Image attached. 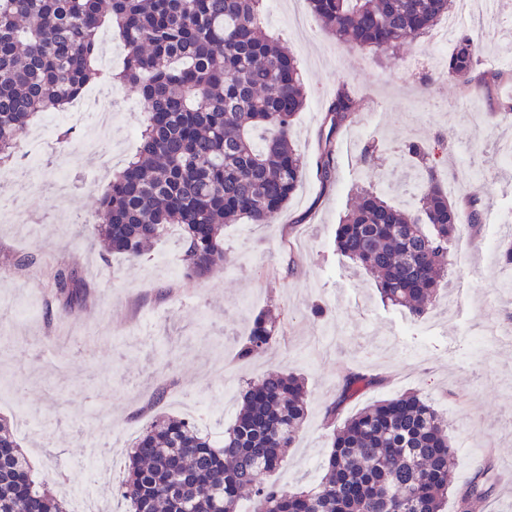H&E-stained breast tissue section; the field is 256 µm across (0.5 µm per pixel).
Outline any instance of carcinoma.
Returning a JSON list of instances; mask_svg holds the SVG:
<instances>
[{
	"mask_svg": "<svg viewBox=\"0 0 512 512\" xmlns=\"http://www.w3.org/2000/svg\"><path fill=\"white\" fill-rule=\"evenodd\" d=\"M337 42L386 52L426 35L455 0H307ZM264 0H0V162L45 112H65L102 76L97 32L116 29L128 48L119 83L136 89L147 114L136 153L99 198L92 236L136 260L172 226L181 231L183 276L191 281L226 263L224 225L263 224L287 203L303 172L292 142L306 94L296 58L265 28ZM481 49L458 32L447 76L475 82ZM358 100L340 86L328 106L329 135L316 161L324 184L335 177L331 134L353 121ZM409 161L419 205L396 208L360 189L336 230L335 247L372 273L382 299L413 316L429 303L452 265L459 210L437 177L444 161L407 143L392 163ZM49 288L64 304L82 301L75 270L58 268ZM284 321L263 311L238 357L273 348ZM378 383L349 371L324 418ZM307 416L304 381L269 371L249 383L234 422L216 443L195 422L156 417L130 449L117 492L131 512H444L455 449L442 414L415 393L367 405L334 432L315 486L288 491L260 480L287 462ZM12 428L0 419V512H70L39 490ZM491 476L478 470L456 512H483Z\"/></svg>",
	"mask_w": 512,
	"mask_h": 512,
	"instance_id": "1",
	"label": "carcinoma"
}]
</instances>
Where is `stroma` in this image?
Instances as JSON below:
<instances>
[{
    "label": "stroma",
    "instance_id": "1",
    "mask_svg": "<svg viewBox=\"0 0 512 512\" xmlns=\"http://www.w3.org/2000/svg\"><path fill=\"white\" fill-rule=\"evenodd\" d=\"M308 9L306 0H269L265 14L267 28L301 66L307 101L293 143L304 175L268 223L225 226L230 262L208 277L189 282L171 275L182 262L174 230L138 260L106 252L92 239L90 223L110 178L94 177L83 161L82 130L73 129L68 149L53 140L39 146L45 165L23 191L29 223L0 222V260L39 258L22 271L0 263V380L12 395L0 403V416L13 425L35 483L57 497L73 484L92 491L99 512H126L112 492L124 476V450L159 412L183 416L204 401L216 410L207 429L220 435L238 413L244 380L271 370L293 371L308 391L306 420L275 479L292 490L316 485L333 431L324 407L347 366L378 382L347 401L341 417L418 393L443 410L456 448L449 497L484 466L494 478L484 512H512V346L481 345L475 336L481 323L512 316V294L495 284L499 258L478 242L451 244L448 286L416 318L384 303L373 277L334 247L358 187L373 186L395 204L406 200L411 179L390 171L386 160L408 142L444 144V174L457 184L458 199L484 205L481 234H494L512 216V166H503L497 152L499 142L512 140V116L498 113L512 106V80L467 91L433 77L425 39L374 53L337 43ZM298 10L308 14L302 29L291 24ZM484 22L477 70L503 74L512 29L492 16ZM342 82L363 108L353 125L332 135L326 113ZM328 137L336 177L325 185L316 160ZM372 140L379 152L366 168L360 155ZM58 168L72 174L66 199L45 188ZM59 265L77 269L86 287L82 302L53 299L47 274ZM316 304L321 314H312ZM266 309L285 315L282 334L267 355L240 359L239 343ZM163 384L169 394L157 407L152 398ZM94 446L112 449L111 470L98 481L85 464Z\"/></svg>",
    "mask_w": 512,
    "mask_h": 512
}]
</instances>
